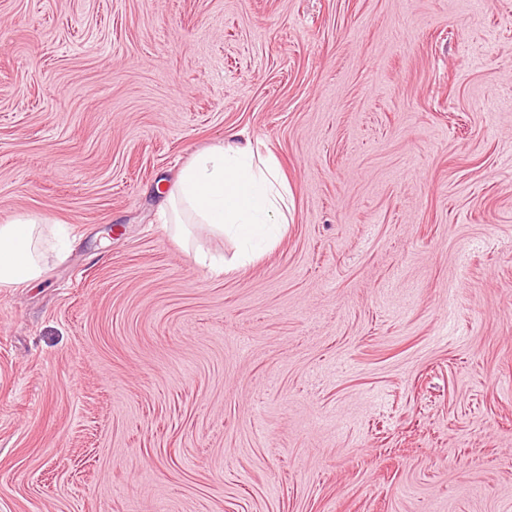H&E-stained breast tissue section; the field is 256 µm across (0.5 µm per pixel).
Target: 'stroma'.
<instances>
[{
    "label": "stroma",
    "instance_id": "stroma-1",
    "mask_svg": "<svg viewBox=\"0 0 512 512\" xmlns=\"http://www.w3.org/2000/svg\"><path fill=\"white\" fill-rule=\"evenodd\" d=\"M255 261L160 182L238 132ZM0 512H512V0H0ZM50 219L20 214L0 224V289L20 288L41 278L50 246Z\"/></svg>",
    "mask_w": 512,
    "mask_h": 512
}]
</instances>
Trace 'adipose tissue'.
<instances>
[{
    "instance_id": "obj_1",
    "label": "adipose tissue",
    "mask_w": 512,
    "mask_h": 512,
    "mask_svg": "<svg viewBox=\"0 0 512 512\" xmlns=\"http://www.w3.org/2000/svg\"><path fill=\"white\" fill-rule=\"evenodd\" d=\"M164 226L189 238L192 225L236 237L244 249L272 241L288 222V182L274 158H259L250 136L194 155L167 191ZM48 218L21 214L0 224V289L41 278L50 248Z\"/></svg>"
}]
</instances>
